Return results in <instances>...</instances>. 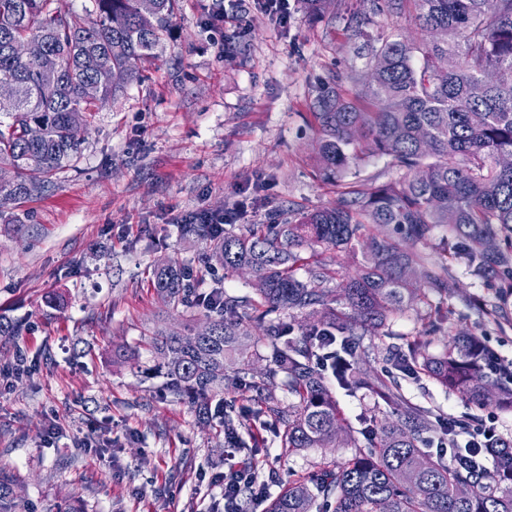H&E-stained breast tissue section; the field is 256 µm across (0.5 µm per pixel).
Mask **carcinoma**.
Returning a JSON list of instances; mask_svg holds the SVG:
<instances>
[{"label": "carcinoma", "instance_id": "1", "mask_svg": "<svg viewBox=\"0 0 512 512\" xmlns=\"http://www.w3.org/2000/svg\"><path fill=\"white\" fill-rule=\"evenodd\" d=\"M426 38L397 34L379 38L357 28L362 50L375 61L365 91L354 98L324 83L313 116L318 124L316 158L324 178L340 187L333 206L303 211L293 221L275 215L266 224H233L224 233L189 214L180 225L186 238L210 243L230 273L248 272L257 297H234L213 286L201 291L185 268L167 262L154 268L152 286L167 309L202 314L204 330L186 336L155 333L149 351L165 369V389L197 402L199 418L219 420L224 445L245 442L234 420L212 407L220 393L247 384L226 373L232 360L244 368L259 348L270 363L255 387L284 376L295 401H264L255 419L282 428L292 450L354 448L347 461L318 467L280 492L265 512H512V442L491 450L492 470L451 465L423 448L433 413L407 402L390 379L368 381L360 370L367 335L388 315L412 306L429 289L452 295L456 282L436 272L416 249L437 227L448 230L446 254L477 277L512 289V168L497 163L512 153V82L475 92L488 69L512 72V0H413ZM180 0H0V82L16 86L0 102V208L45 190L75 162L81 141L71 136L93 114L141 78L138 64L167 52ZM40 41L58 68L44 69L18 46ZM101 69L112 74L95 99L83 86ZM389 156L403 175L367 187L345 180L353 162ZM361 245L364 263L336 298L324 284L337 275L318 262L309 277L296 274L299 250H346ZM314 318L308 333L282 340L287 322L270 314ZM318 336H335L336 382L344 389L369 388L394 406L391 415L356 429L342 418L336 397L317 369ZM470 334L452 338L448 353L429 356L421 341L408 344L402 370L420 373L456 391L471 404L512 409V387L489 374ZM0 512H16L13 480L0 471Z\"/></svg>", "mask_w": 512, "mask_h": 512}]
</instances>
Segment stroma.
<instances>
[{"instance_id":"stroma-1","label":"stroma","mask_w":512,"mask_h":512,"mask_svg":"<svg viewBox=\"0 0 512 512\" xmlns=\"http://www.w3.org/2000/svg\"><path fill=\"white\" fill-rule=\"evenodd\" d=\"M213 0H181L169 47L143 63L144 78L96 113L82 132L73 166L42 194L10 204L15 223L0 220V314L22 321L20 335L0 337V369L25 355V372L0 384V468L17 480L18 512H212L216 476L257 467L277 495L290 480L347 448L287 452L274 426L254 421L261 395L228 394L224 408L244 447L224 446L216 427L197 420L188 400L159 396L147 342L163 327L183 332L180 313L158 304L149 285L159 261L184 263L232 296L254 293L247 274L206 264V241L185 240L177 223L191 212L251 204L241 221L265 223L335 203L338 190L320 178L318 127L312 116L320 83L336 78L352 96L364 88L367 60L352 37L356 19L388 37L416 33L414 10L389 14L372 0H333L308 12L293 0L287 26L258 16L239 25V0H224V24L212 23ZM447 233L435 228L421 249L455 279L452 296L394 315L374 339L370 368L396 374L403 396L441 421L493 423L512 441V411L476 408L424 377L397 373L391 346L420 338L440 355L467 332L512 358V324L474 310L500 291L461 262L443 265ZM135 359L115 363L117 347ZM92 435L97 448L79 447Z\"/></svg>"}]
</instances>
